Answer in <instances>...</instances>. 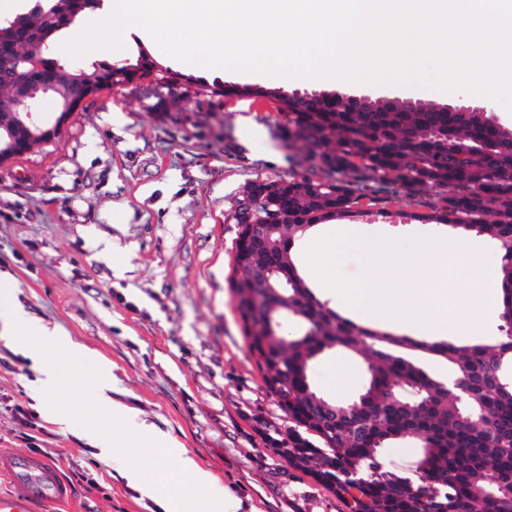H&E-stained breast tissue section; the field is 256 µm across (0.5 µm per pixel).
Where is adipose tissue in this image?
<instances>
[{"label":"adipose tissue","instance_id":"adipose-tissue-1","mask_svg":"<svg viewBox=\"0 0 512 512\" xmlns=\"http://www.w3.org/2000/svg\"><path fill=\"white\" fill-rule=\"evenodd\" d=\"M0 314L4 315V322L0 323V330L8 336H36L49 345H61L65 350L73 354H83L84 349L72 342H63L61 337L41 321L27 316L25 312L13 304V293L7 277L0 276ZM112 388L106 382L96 383L91 391L94 408L104 414H112L113 417L123 420L132 430L142 438L152 443H160L168 452L181 458L184 472L190 475L199 488H208L213 480V475L202 469L193 458L183 455L176 441L162 434L154 424L148 423L140 413L132 408L124 406L113 399Z\"/></svg>","mask_w":512,"mask_h":512}]
</instances>
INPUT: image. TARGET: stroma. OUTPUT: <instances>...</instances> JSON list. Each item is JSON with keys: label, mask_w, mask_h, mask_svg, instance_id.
<instances>
[{"label": "stroma", "mask_w": 512, "mask_h": 512, "mask_svg": "<svg viewBox=\"0 0 512 512\" xmlns=\"http://www.w3.org/2000/svg\"><path fill=\"white\" fill-rule=\"evenodd\" d=\"M142 53L161 68H179L134 27L124 49L56 56L87 67L100 59L133 62ZM275 86L467 103L512 126V112L501 103L462 91L415 93L335 79L283 78ZM282 122L266 99L207 94L175 102L143 81L97 94L53 142L0 164V273L10 276L17 305L87 350L77 356L32 338H0V357L8 361L0 366V448L24 450L12 434V407L22 405L50 433V454L63 475L86 469L100 484L77 488L57 512H155L156 503L121 476L122 465L160 478L196 512L229 493L249 498L259 512H346L333 493L274 452L272 442L285 438L288 421L262 381L231 291L238 233L232 212L245 185L303 175L309 167L303 150L281 139ZM439 198L427 189L383 201L377 215L360 222L408 240L425 226L407 222L406 214L430 213ZM36 347L66 385L54 405L70 415L68 427L39 411L32 396ZM339 363L354 373L343 400L358 398L366 368L341 348L318 356L315 387L331 394V368ZM105 371L116 401L140 411L214 475L206 491L196 489L176 457L129 435L121 421L112 428L130 440L116 459L104 458L89 441L98 416L85 389Z\"/></svg>", "instance_id": "stroma-1"}]
</instances>
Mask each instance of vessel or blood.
I'll list each match as a JSON object with an SVG mask.
<instances>
[{"label": "vessel or blood", "instance_id": "b4317fda", "mask_svg": "<svg viewBox=\"0 0 512 512\" xmlns=\"http://www.w3.org/2000/svg\"><path fill=\"white\" fill-rule=\"evenodd\" d=\"M0 472L8 474L13 484L11 491L0 493V512H53L71 495L55 460L21 452L0 453Z\"/></svg>", "mask_w": 512, "mask_h": 512}]
</instances>
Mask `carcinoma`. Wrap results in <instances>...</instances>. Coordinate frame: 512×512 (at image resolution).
<instances>
[{"mask_svg":"<svg viewBox=\"0 0 512 512\" xmlns=\"http://www.w3.org/2000/svg\"><path fill=\"white\" fill-rule=\"evenodd\" d=\"M45 22L56 32L92 12L91 0H39ZM98 73L101 89L120 86L134 74L113 68L110 62L87 68ZM221 95L244 93L266 98L272 88L202 84ZM273 101L288 128L311 130L303 142L307 157L316 159L309 175L288 177V217L275 228L267 251L281 254L280 273L270 281L278 291L288 290V317L304 327L279 348L264 350L265 329L241 313L245 335L267 390H273L270 371L279 358L288 362V382L296 395L278 401L288 419L286 462L294 470L316 477L340 498L349 512H449L464 501L468 512H512V490L495 498L476 497L471 490L491 472L512 470V377L502 367L512 364V336L493 346H456L446 342L424 343L395 338L341 317L321 303L304 284L290 252V242L304 225L320 224L333 217L350 218L371 213L381 198L368 192L365 174L380 177L383 190L393 194L404 188H421L446 194L444 205L430 214L402 212L400 216L434 224H463L466 230L486 235L502 245L512 244V127L489 120L482 112H441L436 103L400 100L391 109L375 106L352 112L324 98L313 108L298 98L276 95ZM505 303H512V255L505 257L499 274ZM349 350L367 363L369 382L360 415L371 424V438L347 435L345 423H336L329 434L311 415L314 403L329 406L339 401L320 393L309 378L312 363L324 350ZM418 349L448 360L456 379L471 392L469 406L486 410L498 435L490 437L460 419L462 406L441 391L443 381L429 377L402 350ZM412 382L425 388L430 406L399 413L377 411L375 402L394 385ZM416 439L421 451L413 461L417 475L409 476L380 465L381 449L373 439L388 445L394 438ZM334 457L336 471H321V456ZM371 467L361 496L342 484L348 469ZM413 480L430 489L426 499L394 492Z\"/></svg>","mask_w":512,"mask_h":512,"instance_id":"cac0c4a2","label":"carcinoma"}]
</instances>
